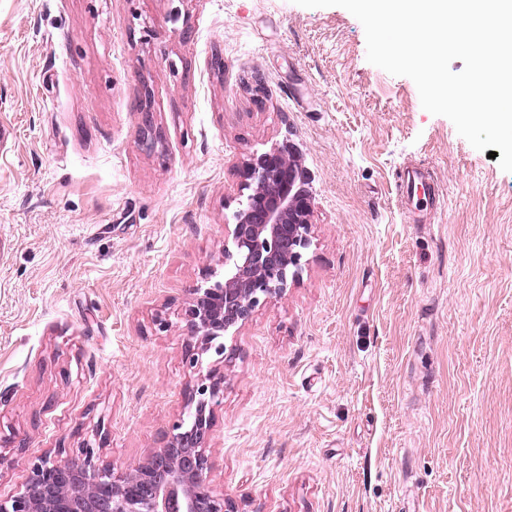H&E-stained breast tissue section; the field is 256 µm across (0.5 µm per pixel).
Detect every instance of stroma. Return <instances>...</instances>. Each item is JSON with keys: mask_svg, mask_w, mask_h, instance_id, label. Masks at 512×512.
Masks as SVG:
<instances>
[{"mask_svg": "<svg viewBox=\"0 0 512 512\" xmlns=\"http://www.w3.org/2000/svg\"><path fill=\"white\" fill-rule=\"evenodd\" d=\"M366 53L339 6L0 0V499L44 454L120 468L162 446L245 165L290 146L311 244L225 338L213 492L512 512V173ZM410 164L440 186L417 220Z\"/></svg>", "mask_w": 512, "mask_h": 512, "instance_id": "1", "label": "stroma"}]
</instances>
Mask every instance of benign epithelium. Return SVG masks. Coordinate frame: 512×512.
Wrapping results in <instances>:
<instances>
[{
	"label": "benign epithelium",
	"mask_w": 512,
	"mask_h": 512,
	"mask_svg": "<svg viewBox=\"0 0 512 512\" xmlns=\"http://www.w3.org/2000/svg\"><path fill=\"white\" fill-rule=\"evenodd\" d=\"M245 189L229 229L232 247H224V275L195 289L185 309L195 340L186 363L198 380L186 398L187 415L172 425L164 446L122 470L96 465L90 447L78 458L43 455L20 492L0 500V512H233L208 478L205 447L213 409L224 396V374L204 368L203 355L226 362L231 352L220 338L300 280L314 208L308 171L290 148L255 157Z\"/></svg>",
	"instance_id": "1"
}]
</instances>
